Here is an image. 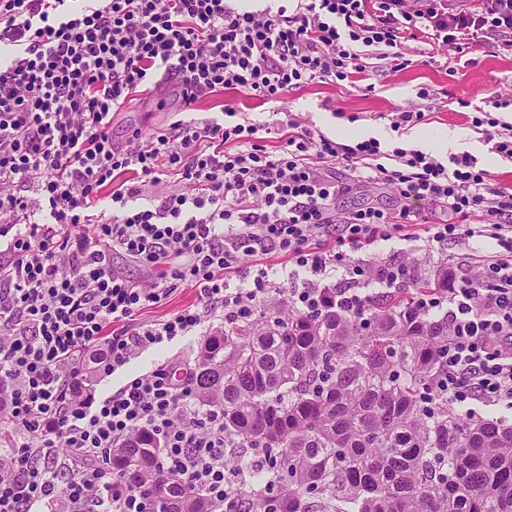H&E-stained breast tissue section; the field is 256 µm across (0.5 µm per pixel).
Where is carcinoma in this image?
Masks as SVG:
<instances>
[{"mask_svg":"<svg viewBox=\"0 0 512 512\" xmlns=\"http://www.w3.org/2000/svg\"><path fill=\"white\" fill-rule=\"evenodd\" d=\"M448 287V264L367 306L319 316L257 308L201 345L195 393L224 409V467L268 491L276 512H512V426L475 420L435 394L448 318L416 300ZM147 434L112 451V471L148 484L162 512H205L156 468Z\"/></svg>","mask_w":512,"mask_h":512,"instance_id":"cac0c4a2","label":"carcinoma"}]
</instances>
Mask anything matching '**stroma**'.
Wrapping results in <instances>:
<instances>
[{
	"label": "stroma",
	"mask_w": 512,
	"mask_h": 512,
	"mask_svg": "<svg viewBox=\"0 0 512 512\" xmlns=\"http://www.w3.org/2000/svg\"><path fill=\"white\" fill-rule=\"evenodd\" d=\"M367 52L371 64L365 73V84H372V91H364V84L339 86L314 80L289 91L280 101L266 104L242 93L227 91L203 99L195 117L201 120L223 107H232L237 120L271 128V136L264 141L270 151L280 146L279 139L274 136L275 129L291 118L340 143L353 145L363 140H377L382 151L387 153L398 147L416 148L415 132L425 131L435 136L450 130L460 137L455 152L474 156L479 167L488 170L495 183L512 182V158L498 154L482 129L472 122L478 111L486 110L501 123L512 125V106L496 109L491 104L496 95L503 99L512 98V54L476 46L465 56L444 53L434 64L426 65L422 62L418 44L412 43L405 49L409 61L407 68L393 73L387 62L380 60L379 47H368ZM423 88L429 95L422 99L418 92ZM399 108L420 110L424 116L397 129L392 117ZM171 109V103L161 102L157 94H136L133 101L115 114L112 135L120 140L137 129L143 136H152L166 126ZM331 174L338 182L351 186L350 191L337 200L338 211L374 206L392 212L400 206L391 190L373 189L357 183L354 173L345 167L333 168ZM495 247V241L485 237L452 240L439 247L424 235L417 241L408 242L398 234L381 244L384 255L412 261L419 276L433 273L438 261L447 259L449 270L460 281L474 279L478 272L475 255ZM202 342V337L188 336L146 350L124 371L99 381L97 396L115 392L127 377L149 372L174 354L198 350Z\"/></svg>",
	"instance_id": "obj_1"
}]
</instances>
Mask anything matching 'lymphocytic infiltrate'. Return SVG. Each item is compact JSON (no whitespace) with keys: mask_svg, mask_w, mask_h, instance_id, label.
<instances>
[{"mask_svg":"<svg viewBox=\"0 0 512 512\" xmlns=\"http://www.w3.org/2000/svg\"><path fill=\"white\" fill-rule=\"evenodd\" d=\"M410 41L430 61L478 45L511 53L512 0H309L274 12L227 0H0V47L13 51L0 63V421L15 430L0 456V512H152L146 491L126 488L109 466L114 448L145 431L160 438L159 468L202 495L208 512H253L252 501L227 496L224 414L195 401V353L106 397H95L93 379L213 319L253 313L276 286L258 263L272 253L304 274L301 287L282 291L292 309L357 314L411 268L352 266L346 250L379 254L407 225L441 245L495 240L477 280L422 306L448 317L440 395L512 409L511 188L493 185L468 154L444 164L397 148L385 165L377 140L339 143L295 118L269 152L265 125L192 117L225 90L272 102L315 79L355 81L365 46L385 47L399 72ZM165 84L178 102L168 127L114 142L116 112ZM332 164L393 188L399 211L337 215L347 188L327 173ZM128 171L180 186L143 205L141 186L118 180ZM439 210L451 220L432 221ZM478 214L486 223L472 224ZM83 224L92 233H79ZM116 251L149 269L151 283L114 269ZM338 274L345 287H327ZM230 277L247 288L228 291ZM184 288L195 303L141 321Z\"/></svg>","mask_w":512,"mask_h":512,"instance_id":"1","label":"lymphocytic infiltrate"}]
</instances>
